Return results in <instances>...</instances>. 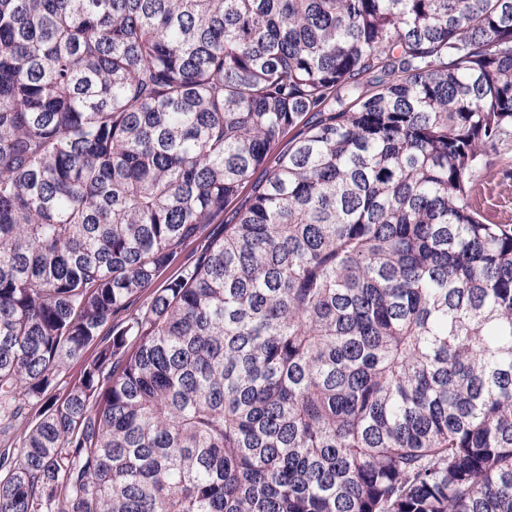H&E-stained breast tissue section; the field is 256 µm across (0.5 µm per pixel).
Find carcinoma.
Returning a JSON list of instances; mask_svg holds the SVG:
<instances>
[{"label": "carcinoma", "mask_w": 512, "mask_h": 512, "mask_svg": "<svg viewBox=\"0 0 512 512\" xmlns=\"http://www.w3.org/2000/svg\"><path fill=\"white\" fill-rule=\"evenodd\" d=\"M511 129L512 0H0V512H512ZM472 202L488 224H512V132L482 166Z\"/></svg>", "instance_id": "1"}]
</instances>
